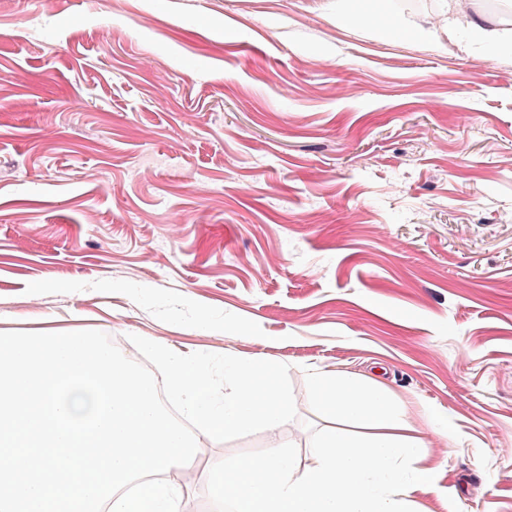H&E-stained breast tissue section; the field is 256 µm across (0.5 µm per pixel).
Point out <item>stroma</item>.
<instances>
[{
    "mask_svg": "<svg viewBox=\"0 0 512 512\" xmlns=\"http://www.w3.org/2000/svg\"><path fill=\"white\" fill-rule=\"evenodd\" d=\"M38 313L288 365L303 469L312 374L377 385L409 512H512V55L323 0H0V330Z\"/></svg>",
    "mask_w": 512,
    "mask_h": 512,
    "instance_id": "stroma-1",
    "label": "stroma"
}]
</instances>
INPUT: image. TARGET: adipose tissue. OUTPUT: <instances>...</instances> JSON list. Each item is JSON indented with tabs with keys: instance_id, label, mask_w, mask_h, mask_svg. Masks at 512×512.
I'll return each instance as SVG.
<instances>
[{
	"instance_id": "obj_1",
	"label": "adipose tissue",
	"mask_w": 512,
	"mask_h": 512,
	"mask_svg": "<svg viewBox=\"0 0 512 512\" xmlns=\"http://www.w3.org/2000/svg\"><path fill=\"white\" fill-rule=\"evenodd\" d=\"M463 0H445L437 29L399 28L385 0L369 9L366 0H336L345 25H373L379 32L402 30L405 39L463 54L475 48L512 50V27L486 26L464 18ZM312 394L333 428L315 446V466L300 471L285 445L275 444L255 456L214 461L210 472V512H407L409 491L424 482L421 470L404 469L415 442L390 439L406 427L405 410L375 386L333 373L312 381Z\"/></svg>"
}]
</instances>
